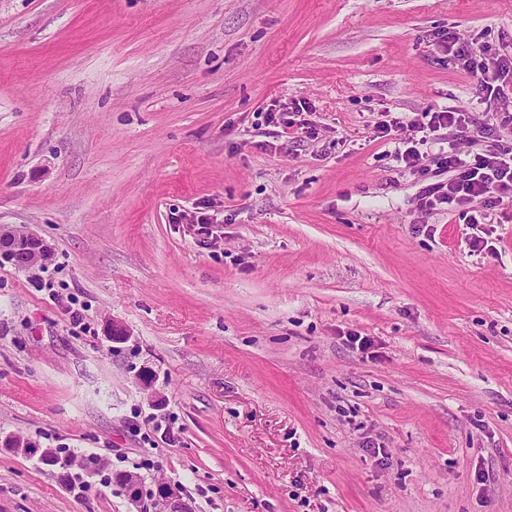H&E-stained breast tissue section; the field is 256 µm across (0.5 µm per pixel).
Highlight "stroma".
Instances as JSON below:
<instances>
[{
  "label": "stroma",
  "instance_id": "stroma-1",
  "mask_svg": "<svg viewBox=\"0 0 512 512\" xmlns=\"http://www.w3.org/2000/svg\"><path fill=\"white\" fill-rule=\"evenodd\" d=\"M449 35L512 54V0H0V224L52 249L0 264V439L107 463L0 447V512H130L126 471L195 512H512V193L429 204L469 141L419 174L374 133L489 122ZM424 117H429L427 123L420 120H409L405 123L401 118L384 120L375 123L376 138H388L391 132H401L396 135L398 138H389L390 140H399V145L402 144L406 148L402 151L400 146L396 149V156L400 161L405 163V167L410 171L420 169V160L423 158L419 147L428 143L430 133L437 132L441 128L448 129L449 135L453 140L466 138L473 140L474 134L472 121L470 117L459 110L448 107L445 110L438 112H427ZM429 131V132H427ZM422 133L420 137L419 134Z\"/></svg>",
  "mask_w": 512,
  "mask_h": 512
}]
</instances>
